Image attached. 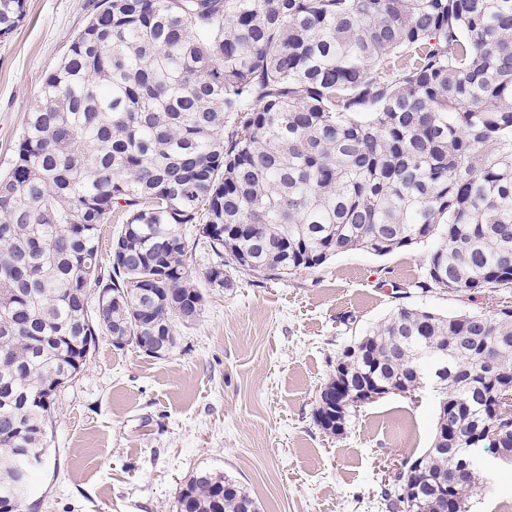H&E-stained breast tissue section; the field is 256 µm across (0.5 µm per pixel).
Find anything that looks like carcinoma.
<instances>
[{
    "label": "carcinoma",
    "instance_id": "cac0c4a2",
    "mask_svg": "<svg viewBox=\"0 0 512 512\" xmlns=\"http://www.w3.org/2000/svg\"><path fill=\"white\" fill-rule=\"evenodd\" d=\"M24 17L25 0H0V38ZM192 224L217 288L227 266L280 278L431 239L421 292L512 288V0H95L0 175V481L15 449L45 447L97 336L172 349L200 315ZM358 345L342 354L356 382L411 394L446 371L425 475L408 477L423 512L449 449L512 448V305L402 306ZM486 484L472 466L448 498ZM177 509L259 512L212 470Z\"/></svg>",
    "mask_w": 512,
    "mask_h": 512
}]
</instances>
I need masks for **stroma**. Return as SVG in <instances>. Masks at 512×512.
Listing matches in <instances>:
<instances>
[{
  "instance_id": "1",
  "label": "stroma",
  "mask_w": 512,
  "mask_h": 512,
  "mask_svg": "<svg viewBox=\"0 0 512 512\" xmlns=\"http://www.w3.org/2000/svg\"><path fill=\"white\" fill-rule=\"evenodd\" d=\"M92 4L25 0L23 21L0 39V172ZM435 247L352 251L279 279L230 269L232 287L214 288L204 277L214 255L191 241L200 315L160 359L99 336L53 399L30 512H176L181 484L202 469L235 477L263 512H389L384 489L431 445L435 393L385 395L341 436L317 425L316 409L342 350L398 307L453 316L512 305V288L418 293L413 283ZM481 463L490 482L470 512H512V466L496 465L488 451Z\"/></svg>"
}]
</instances>
